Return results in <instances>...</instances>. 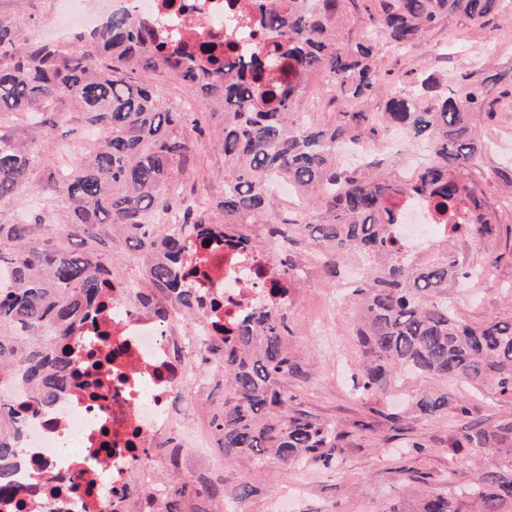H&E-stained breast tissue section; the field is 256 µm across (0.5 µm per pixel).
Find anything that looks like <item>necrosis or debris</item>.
<instances>
[{
  "label": "necrosis or debris",
  "mask_w": 512,
  "mask_h": 512,
  "mask_svg": "<svg viewBox=\"0 0 512 512\" xmlns=\"http://www.w3.org/2000/svg\"><path fill=\"white\" fill-rule=\"evenodd\" d=\"M53 42L91 34L115 12L177 42L216 41L233 58L264 55L268 39L255 0H66ZM394 234L405 253L424 252L447 237L422 203L400 202ZM208 248L187 237L196 275L186 278L206 312L185 322L180 305L143 280L123 279L72 339L76 363L91 364L87 383L66 382L55 400L19 421L21 455L15 483L0 490V512H148L143 489L155 464L181 463L198 449L214 451L211 436L185 423L187 391L224 365L222 327L251 324L262 310H284L275 295L288 271L274 247L215 227ZM152 484V483H151Z\"/></svg>",
  "instance_id": "4bbe7bcc"
}]
</instances>
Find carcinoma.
<instances>
[{
	"label": "carcinoma",
	"mask_w": 512,
	"mask_h": 512,
	"mask_svg": "<svg viewBox=\"0 0 512 512\" xmlns=\"http://www.w3.org/2000/svg\"><path fill=\"white\" fill-rule=\"evenodd\" d=\"M340 2L259 0L273 47L245 70L233 68L216 44L170 46L127 12L74 40L70 55L0 19V58L8 59L0 65V113H25L48 141L61 126L54 104L64 98L100 132L89 158L66 170V179L48 178L50 194L70 201L64 232L78 238L77 248L55 249L39 236L47 224L42 212L0 224V269L9 270L6 287H0V326L12 327L0 331V375L35 385L21 408L0 403L1 457L16 451L10 434L20 411L39 408L62 383L80 377L65 341L117 278L114 254L90 248L105 243L106 226L113 240L135 242L149 280L199 317L182 287L188 229L210 224L214 216L231 228L267 223L270 177L286 179L320 211L319 223L300 224L299 231L338 258L355 253L367 262L366 275L350 289L357 310L352 332L362 354L354 376L359 396L385 392L405 374L420 373L459 378L512 405V316L471 322L457 315L448 289L468 268L446 251L411 260L392 235L400 198L428 200L452 237L498 235L483 193L466 191L467 176L485 151L471 115L492 112L500 99L512 97V71L485 73L448 96L434 93L437 78L426 73L398 92L397 82L384 81L376 64L383 47L415 46L443 17L459 15L484 27L508 14L512 0H351L366 15V33L353 46L336 39ZM284 60L297 74L328 73L336 94L350 101L382 98L384 111L340 112L324 126L296 121L300 82L284 85L274 78ZM147 69L176 75L190 95L222 117L215 143L224 153V194L205 215L181 210L173 227L160 226L159 216L173 208L170 186L193 152L184 134L191 119L134 80ZM390 128L429 144L430 159L411 182L378 178L370 163L360 171L336 165L331 145L374 141ZM41 160L30 145L0 131V206L15 199ZM290 336L286 311L262 312L239 329L224 352V405L211 427L227 461L273 460L331 472L347 433L299 408L288 390V377L299 372ZM448 411L462 419L454 447L473 457L475 477L465 485L424 490L413 512H512V413L475 418L446 387L426 392L408 408L424 417ZM258 493L248 480L226 495L213 484L202 489L212 512H223L229 500L241 507Z\"/></svg>",
	"instance_id": "obj_1"
}]
</instances>
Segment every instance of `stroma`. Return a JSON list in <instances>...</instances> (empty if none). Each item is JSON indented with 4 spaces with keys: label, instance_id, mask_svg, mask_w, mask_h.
I'll list each match as a JSON object with an SVG mask.
<instances>
[{
    "label": "stroma",
    "instance_id": "stroma-1",
    "mask_svg": "<svg viewBox=\"0 0 512 512\" xmlns=\"http://www.w3.org/2000/svg\"><path fill=\"white\" fill-rule=\"evenodd\" d=\"M57 0H0V16L28 26L34 39H43L52 26ZM498 39V51L491 56L482 50L489 39ZM378 68L402 78L409 73L428 69L467 75L485 67H512V26L481 29L464 18L451 15L425 32L418 47L396 55L382 50ZM198 128H187L194 143L193 158L179 177L180 194L203 193L215 199L224 191V155L209 140L199 138V130L213 131L217 125L207 110L195 114ZM471 123L489 147L473 178L485 193L487 202L496 206L500 235L495 242L472 240L463 244L462 260L489 267L485 281L466 289L452 288L448 298L457 313L479 322L493 317L512 315V297L506 292L512 284V206L501 205L500 169L512 166V99L499 105L497 112H477ZM10 133L46 156L18 193L17 204L0 206V224H10L22 213L51 207L56 220H63L69 210L67 200L49 199L47 179L60 159L87 160L94 140L82 123L72 120L62 126L49 141L41 140L26 122L14 121ZM320 247L308 239L298 238L297 258L313 262L308 279L291 287L288 314L294 335L290 351L299 362L298 376L289 378L288 388L299 395L303 409L320 419L336 423L347 432L349 448L335 472L298 469L275 462L254 465L243 459L220 463L225 487L248 480L259 487V494L245 505V512H262L270 499L288 492L291 483L303 479L304 490L295 503L294 512H380L386 501L405 500L397 471L414 469L431 486L447 483L466 484L474 477L470 462L461 450L452 448L457 421L454 415L423 418L404 414L405 405L435 386V379L407 376L401 388L386 393L357 398L351 391L350 377L360 361V350L350 326L353 307L341 287L355 275V260L339 262L336 277H329L319 257ZM399 422H390V415ZM423 443L416 451L415 443Z\"/></svg>",
    "mask_w": 512,
    "mask_h": 512
}]
</instances>
